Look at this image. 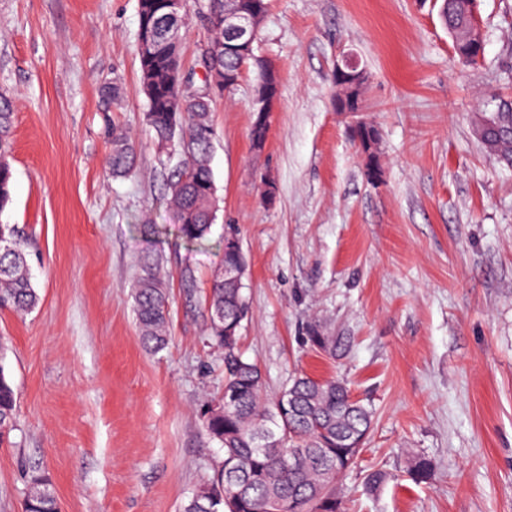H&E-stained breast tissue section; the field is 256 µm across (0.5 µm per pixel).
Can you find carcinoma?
Wrapping results in <instances>:
<instances>
[{
  "instance_id": "cac0c4a2",
  "label": "carcinoma",
  "mask_w": 512,
  "mask_h": 512,
  "mask_svg": "<svg viewBox=\"0 0 512 512\" xmlns=\"http://www.w3.org/2000/svg\"><path fill=\"white\" fill-rule=\"evenodd\" d=\"M227 0H186L178 17L166 16L164 0H138V13L165 31L159 47L138 40L141 84L147 99L145 122L160 145L172 144L180 160L168 169L166 190L179 237L189 244L205 240L217 218L211 153L214 136L213 100L203 96L211 74L194 88L182 73L184 21L194 11L208 38L201 56L224 48V6ZM464 0H442L439 18L455 40L468 35ZM14 106L0 94V211L10 202V158ZM112 176L132 173L137 141L123 126H107ZM484 148L512 167V135L494 132ZM245 257L240 245L224 238L221 270L205 292L207 336L223 352L224 403L208 409L204 427L224 448V458L209 482L189 497L183 512H344L336 494L372 426V411L354 400L346 383L336 378L299 375L272 401L262 397L264 380L257 364L240 347L242 321L249 312L243 289L224 276L240 269ZM134 311L144 346L159 352L169 343V287L161 274V259L151 251L139 259L133 289ZM40 297L32 285L27 254L17 228L0 224V309L28 313ZM315 350L331 359L345 349L344 339L322 336L311 329ZM16 394L0 365V435L14 427ZM407 475L416 484L432 476V464L415 457ZM25 512H58L51 481L34 470L29 474Z\"/></svg>"
}]
</instances>
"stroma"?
Instances as JSON below:
<instances>
[{"label": "stroma", "mask_w": 512, "mask_h": 512, "mask_svg": "<svg viewBox=\"0 0 512 512\" xmlns=\"http://www.w3.org/2000/svg\"><path fill=\"white\" fill-rule=\"evenodd\" d=\"M440 0H271L257 52L278 72L263 151H254L245 69L214 109L219 198L207 239L177 236L168 150L144 121L137 0H0V94L16 102L12 201L38 308L0 311V363L17 419L0 442V512H24L27 471L52 482L58 512H182L224 456L203 426L221 404L222 356L186 282L218 270L224 235L245 256L250 316L241 347L277 396L298 373L347 380L372 430L338 490L347 512H512V168L475 134L493 96L511 95L512 0H476L484 53L458 57ZM369 81L364 118L378 179L337 112L336 65ZM139 141L113 177L99 112ZM166 226L155 239L141 225ZM169 275L170 341L141 344L132 288L140 254ZM344 336L339 357L307 327ZM431 480L405 476L413 457ZM390 474L366 492L364 476Z\"/></svg>", "instance_id": "35a3bbf8"}]
</instances>
